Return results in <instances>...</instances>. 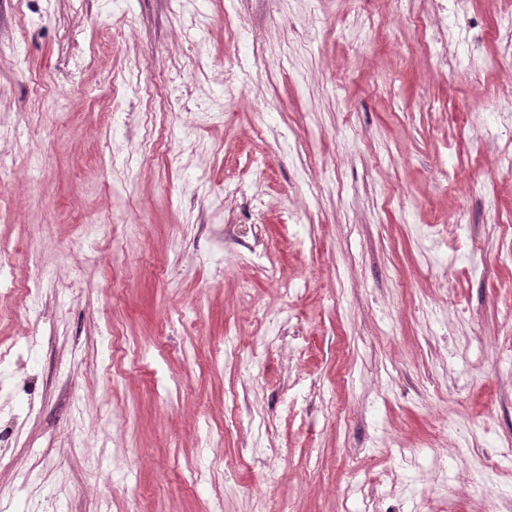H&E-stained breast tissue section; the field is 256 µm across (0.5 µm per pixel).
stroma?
<instances>
[{
	"label": "stroma",
	"mask_w": 512,
	"mask_h": 512,
	"mask_svg": "<svg viewBox=\"0 0 512 512\" xmlns=\"http://www.w3.org/2000/svg\"><path fill=\"white\" fill-rule=\"evenodd\" d=\"M432 9L0 0L9 512H512L506 31Z\"/></svg>",
	"instance_id": "obj_1"
}]
</instances>
